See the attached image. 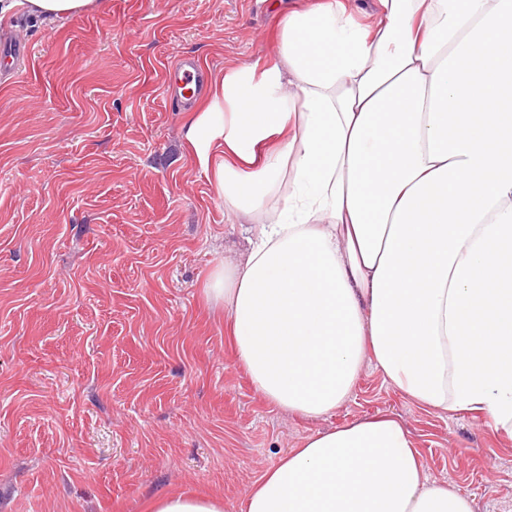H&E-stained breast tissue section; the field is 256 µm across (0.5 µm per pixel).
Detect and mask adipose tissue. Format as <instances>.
Returning <instances> with one entry per match:
<instances>
[{
	"mask_svg": "<svg viewBox=\"0 0 512 512\" xmlns=\"http://www.w3.org/2000/svg\"><path fill=\"white\" fill-rule=\"evenodd\" d=\"M55 22L110 0L20 2ZM277 56L214 75L184 137L236 220L244 261L211 273L236 359L317 420L365 361L423 407L512 437V0H271ZM150 512H224L169 493ZM242 512H476L430 480L410 431L374 415L304 439Z\"/></svg>",
	"mask_w": 512,
	"mask_h": 512,
	"instance_id": "obj_1",
	"label": "adipose tissue"
}]
</instances>
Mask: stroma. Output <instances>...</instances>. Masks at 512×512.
<instances>
[{"label":"stroma","mask_w":512,"mask_h":512,"mask_svg":"<svg viewBox=\"0 0 512 512\" xmlns=\"http://www.w3.org/2000/svg\"><path fill=\"white\" fill-rule=\"evenodd\" d=\"M30 48L0 72V512H147L173 490L224 512L302 439L391 414L430 479L512 512V439L426 409L366 363L344 406L308 420L263 401L206 302L247 247L184 139L175 55L265 66V0H112L102 14L0 33Z\"/></svg>","instance_id":"35a3bbf8"}]
</instances>
